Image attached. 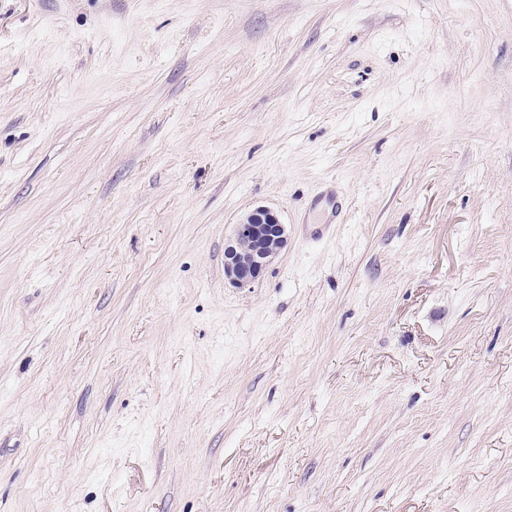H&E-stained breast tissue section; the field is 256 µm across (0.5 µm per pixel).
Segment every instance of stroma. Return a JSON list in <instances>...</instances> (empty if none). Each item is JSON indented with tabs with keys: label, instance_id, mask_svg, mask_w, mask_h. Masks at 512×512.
I'll return each instance as SVG.
<instances>
[{
	"label": "stroma",
	"instance_id": "1",
	"mask_svg": "<svg viewBox=\"0 0 512 512\" xmlns=\"http://www.w3.org/2000/svg\"><path fill=\"white\" fill-rule=\"evenodd\" d=\"M0 512H512V0H0ZM287 244L286 224L270 208H255L235 224L232 237L224 243L226 280L238 288L253 284Z\"/></svg>",
	"mask_w": 512,
	"mask_h": 512
}]
</instances>
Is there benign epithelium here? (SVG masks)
Listing matches in <instances>:
<instances>
[{
  "label": "benign epithelium",
  "mask_w": 512,
  "mask_h": 512,
  "mask_svg": "<svg viewBox=\"0 0 512 512\" xmlns=\"http://www.w3.org/2000/svg\"><path fill=\"white\" fill-rule=\"evenodd\" d=\"M287 244V225L278 215L267 207L254 209L224 243L226 280L238 288L253 284Z\"/></svg>",
  "instance_id": "7a95c632"
}]
</instances>
